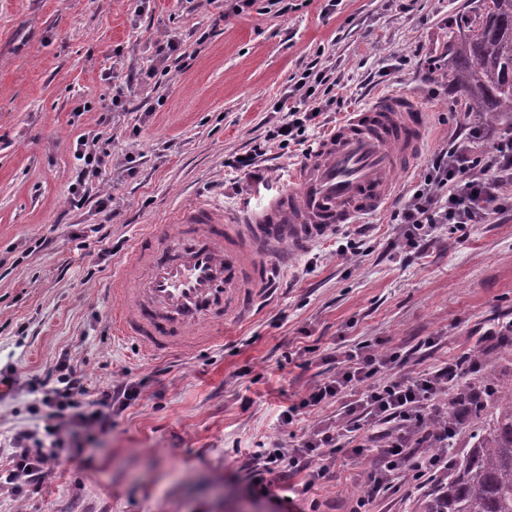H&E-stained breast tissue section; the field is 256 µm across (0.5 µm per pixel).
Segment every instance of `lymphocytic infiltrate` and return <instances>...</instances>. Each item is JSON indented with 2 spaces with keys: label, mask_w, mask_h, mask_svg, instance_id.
Listing matches in <instances>:
<instances>
[{
  "label": "lymphocytic infiltrate",
  "mask_w": 512,
  "mask_h": 512,
  "mask_svg": "<svg viewBox=\"0 0 512 512\" xmlns=\"http://www.w3.org/2000/svg\"><path fill=\"white\" fill-rule=\"evenodd\" d=\"M324 99H317L316 91ZM330 69L320 59L308 62L288 95L294 103L285 118L270 127L263 139L241 157L229 158V167L254 175L269 146L280 149L306 143L307 126L322 106L334 105ZM78 152L83 162L72 187L70 205L82 209L92 199L90 183L112 164V154L97 139L79 137ZM512 184V129L500 132L484 124L467 123L446 148L427 162L425 177L402 208L396 212L397 236L408 250H425L435 238L439 225L453 224L465 229L470 224H486L503 214L508 204L503 194ZM408 355L400 352L377 353L371 342L362 341L341 353L336 373L316 384L300 402L288 406L284 423H292L300 410L328 400L340 403L334 421L316 425L300 442L286 445L276 441L248 455L240 463L253 489L270 493L287 477L307 470L314 458L340 453L354 441L377 449L372 480L355 512H373L381 492L391 489L393 480L411 476L422 485L448 473V426L441 420L447 414L449 396L459 372L476 370L478 362L466 356L456 365H443L428 373L394 375L396 366L406 365ZM56 387L45 390L44 406L68 411L77 427H106L113 408L136 401L135 386L122 385L89 396L82 375L60 366ZM90 397L82 405V397ZM43 430H30L13 453L9 478H21L29 491L40 489L46 467L58 459V451L45 447Z\"/></svg>",
  "instance_id": "f902f5d3"
}]
</instances>
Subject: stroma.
<instances>
[{
  "instance_id": "obj_1",
  "label": "stroma",
  "mask_w": 512,
  "mask_h": 512,
  "mask_svg": "<svg viewBox=\"0 0 512 512\" xmlns=\"http://www.w3.org/2000/svg\"><path fill=\"white\" fill-rule=\"evenodd\" d=\"M292 2L283 13L257 0L228 16L224 0H147L139 15L132 0H0V372L17 371L0 379V472L46 413L27 378L64 363L89 391H140L105 429L56 435L60 459L40 493L0 483V512H283L284 502L249 492L238 459L334 417L332 400L289 425L282 412L363 340L411 353L421 373L481 350L487 372L512 379V342L479 341L512 318V213L464 232L440 225L425 253L403 260L388 243L421 163L397 173L389 208L295 255L273 299L229 324L223 344L152 356L112 333V274L141 230L198 198L257 208L287 185L301 152L269 151L256 179L225 162L278 120L312 59L333 69L336 120L381 94L414 96L431 115L428 156L463 125L440 77L463 0ZM176 32L188 67L153 74L155 41ZM118 92L124 110L99 129ZM97 129L113 157L134 159V174L99 177L110 216L96 201H68L77 139ZM350 235L363 242L353 257L339 252ZM373 462L341 453L323 478H289L296 506L354 512Z\"/></svg>"
}]
</instances>
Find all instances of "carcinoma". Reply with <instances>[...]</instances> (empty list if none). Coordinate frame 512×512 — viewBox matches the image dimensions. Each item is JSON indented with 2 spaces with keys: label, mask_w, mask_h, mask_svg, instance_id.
<instances>
[{
  "label": "carcinoma",
  "mask_w": 512,
  "mask_h": 512,
  "mask_svg": "<svg viewBox=\"0 0 512 512\" xmlns=\"http://www.w3.org/2000/svg\"><path fill=\"white\" fill-rule=\"evenodd\" d=\"M448 84L464 111L485 124L512 120V0H465L448 21ZM494 397L490 420L472 430L457 475L424 502L423 512H512V384L486 377L456 393L448 426L479 418L475 392Z\"/></svg>",
  "instance_id": "cac0c4a2"
}]
</instances>
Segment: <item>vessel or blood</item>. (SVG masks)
<instances>
[{
	"label": "vessel or blood",
	"instance_id": "1",
	"mask_svg": "<svg viewBox=\"0 0 512 512\" xmlns=\"http://www.w3.org/2000/svg\"><path fill=\"white\" fill-rule=\"evenodd\" d=\"M429 115L412 98L381 96L350 113L260 208L224 214L197 200L142 234L112 280L113 319L153 355L224 339V326L270 297L272 258L300 252L382 211L396 148L418 160Z\"/></svg>",
	"mask_w": 512,
	"mask_h": 512
}]
</instances>
